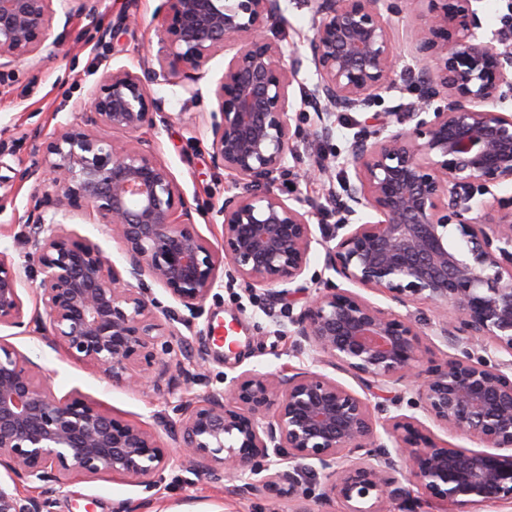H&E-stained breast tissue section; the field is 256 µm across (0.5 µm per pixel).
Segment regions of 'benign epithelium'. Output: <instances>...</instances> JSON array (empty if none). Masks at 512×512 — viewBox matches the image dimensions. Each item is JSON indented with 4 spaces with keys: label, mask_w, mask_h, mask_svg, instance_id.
Here are the masks:
<instances>
[{
    "label": "benign epithelium",
    "mask_w": 512,
    "mask_h": 512,
    "mask_svg": "<svg viewBox=\"0 0 512 512\" xmlns=\"http://www.w3.org/2000/svg\"><path fill=\"white\" fill-rule=\"evenodd\" d=\"M99 2L0 0V70L54 47L56 16L93 21ZM408 2L313 0L305 54L287 55L265 35L281 18L280 0H159L166 51L140 74L103 72L82 101L81 122L19 174L52 192L31 196L25 266L0 252V327L63 345L116 386L157 389L164 380L173 393L204 379L206 359V343L186 348L176 324L189 328L204 315L229 266L250 290L284 286L271 292L273 305L312 293L278 323L294 347L362 380L412 381L414 396L400 391L373 403L325 373L245 370L222 391L182 401L177 419L160 415L151 431L78 392L57 398L29 358L0 342V467L11 480L0 483V512H44L42 495L72 474L110 471L153 488L171 448L197 475L238 479L243 495L337 499L346 512H391L412 486L451 512L512 503V210L486 199L512 184V34L486 35L481 0H415L424 8L405 44L413 58L435 63L409 80L383 18ZM221 51L232 55L210 87V156L231 186L203 210L146 141L105 140L96 130L133 134L166 122L165 101L150 86L178 85L195 98ZM306 62L317 75L312 86L299 85L301 105L313 112L308 127L289 115ZM383 92L399 103L371 112ZM349 112L366 118L348 155L317 156L303 174L313 182L335 168L354 172L329 185L340 218L318 240L312 218L320 204L288 203L270 186L288 176L294 141L329 139ZM82 208L111 226L123 268L63 227ZM195 213L220 222L221 247L199 234ZM315 243L323 270L351 287L330 277L312 290L299 284ZM25 275L37 281L30 314ZM152 283L176 306L153 297ZM363 290L406 309L434 304V336L458 354L422 365V323L373 304ZM490 347L509 358L477 355ZM404 404L483 449L437 441L415 416L398 413ZM353 454L360 461L341 466ZM33 481L39 494L20 491Z\"/></svg>",
    "instance_id": "1"
}]
</instances>
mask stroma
I'll return each instance as SVG.
<instances>
[{
    "mask_svg": "<svg viewBox=\"0 0 512 512\" xmlns=\"http://www.w3.org/2000/svg\"><path fill=\"white\" fill-rule=\"evenodd\" d=\"M157 4L158 0H103L105 24L123 18L129 21L118 39L105 47L98 46L95 32L87 29L84 19L67 22L56 17L52 37L57 45L51 54L38 62L24 59L0 70V250L16 263L24 261L26 232L18 218L25 215L37 190L34 182H17V172L40 163L39 144L80 122L81 101L106 68L137 72L144 60L161 52L157 35L160 22L154 16ZM281 7L285 19L275 22L268 35L278 40L285 52L302 49L303 37L312 33V2L281 0ZM209 68L207 78L199 83L202 93L196 98L177 86H152L154 96L165 101L168 120L138 134L139 139L154 146L158 159L190 199L223 196L228 182L224 170L212 163L208 132L215 107L210 82L222 74L223 56H216ZM355 119V113H347L331 141L296 142L295 157L288 162V178L275 183V192L286 199L301 196L324 202L326 184H307L302 173L313 156L348 152ZM65 227L96 244L115 264H122L120 242L108 225L97 223L88 212H73ZM266 294V288L248 292L238 281L228 279L216 296L207 300L208 316L187 331L189 342H196L202 333L220 336L228 330L235 341L227 349L212 346L204 364L206 378L192 386L190 396L201 397L225 388L245 370L276 372L288 366L332 374L336 381L372 401L381 393L404 390V383L369 384L351 373L331 370L322 356L295 351L289 338L277 335V326L267 312ZM0 341L37 364L56 397L80 391L104 410L145 429H154L156 415L172 413L179 402L175 394L112 385L96 365L72 358L63 347H48L40 336H16L11 328L4 327ZM235 486V480L227 477L211 480L194 475L176 451L157 487L148 488L109 472L74 475L50 494L47 512H124L129 506L136 512H345L337 500L320 504L311 499L301 504L285 498L243 496L236 493Z\"/></svg>",
    "mask_w": 512,
    "mask_h": 512,
    "instance_id": "35a3bbf8",
    "label": "stroma"
}]
</instances>
